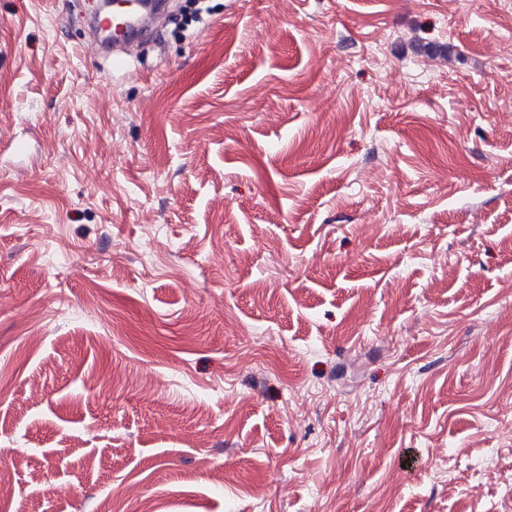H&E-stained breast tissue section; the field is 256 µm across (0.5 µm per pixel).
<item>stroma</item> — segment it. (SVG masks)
Segmentation results:
<instances>
[{"instance_id":"1","label":"stroma","mask_w":512,"mask_h":512,"mask_svg":"<svg viewBox=\"0 0 512 512\" xmlns=\"http://www.w3.org/2000/svg\"><path fill=\"white\" fill-rule=\"evenodd\" d=\"M0 0V512H512V0ZM154 23H152L151 25H145L142 21V18H139L133 23L127 37L124 39V45L122 46V48L120 50H113L112 52L113 74L122 72L126 69L127 58L131 53L129 50L133 45H135L137 41V35L141 32L150 30Z\"/></svg>"}]
</instances>
